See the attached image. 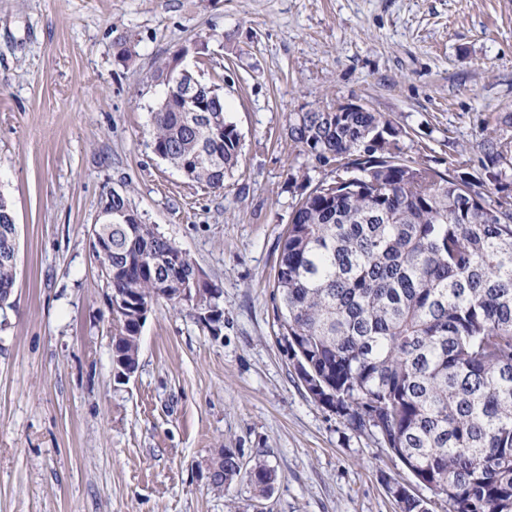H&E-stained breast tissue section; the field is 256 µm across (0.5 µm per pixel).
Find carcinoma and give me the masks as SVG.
<instances>
[{"instance_id": "1", "label": "carcinoma", "mask_w": 512, "mask_h": 512, "mask_svg": "<svg viewBox=\"0 0 512 512\" xmlns=\"http://www.w3.org/2000/svg\"><path fill=\"white\" fill-rule=\"evenodd\" d=\"M157 149L204 154L190 181L224 189L241 136L192 125L188 113H151ZM288 134L320 166L346 161L354 182L324 180L296 206L280 248L274 296L280 335L315 402L374 436L430 483L448 512H497L512 501V138L478 148L476 177L393 154L405 131L382 112H297ZM12 211L0 202V287L15 285ZM174 243L148 224L112 225L106 287L135 303L174 288L162 265ZM132 307L112 321V358L139 362ZM221 491L247 480L261 494L273 470L221 451ZM399 512L423 502L393 492Z\"/></svg>"}]
</instances>
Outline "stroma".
Returning a JSON list of instances; mask_svg holds the SVG:
<instances>
[{"mask_svg":"<svg viewBox=\"0 0 512 512\" xmlns=\"http://www.w3.org/2000/svg\"><path fill=\"white\" fill-rule=\"evenodd\" d=\"M224 92L242 160L212 191L156 156L172 52ZM359 102L439 169L512 137V0H0V195L16 223L0 312V512H397L448 505L307 393L273 280L294 206L331 178L290 114ZM124 195L220 288L212 333L158 300L116 380L109 291L90 247ZM275 474L213 490L221 449Z\"/></svg>","mask_w":512,"mask_h":512,"instance_id":"1","label":"stroma"}]
</instances>
